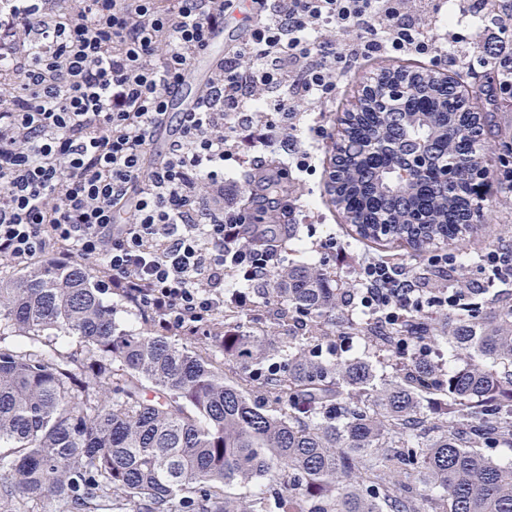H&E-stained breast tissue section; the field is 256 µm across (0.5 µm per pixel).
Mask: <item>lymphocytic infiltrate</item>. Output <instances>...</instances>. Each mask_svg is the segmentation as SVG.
<instances>
[{
    "mask_svg": "<svg viewBox=\"0 0 512 512\" xmlns=\"http://www.w3.org/2000/svg\"><path fill=\"white\" fill-rule=\"evenodd\" d=\"M237 10L239 42L195 109L171 117L172 87ZM439 12L435 0H0V261L94 259L164 336L211 335L228 304L251 315L284 265L271 225L304 215L275 199L258 216L237 206L244 189L225 183V162L259 171L267 190L292 169L313 175L328 126L296 118L335 98L338 77L363 61L512 72V12L485 24L484 52L470 59L455 27L432 33ZM163 130L174 138L157 154ZM266 153L281 154L280 169L264 172ZM321 247L353 264L377 331L404 333L399 360L429 357L421 323L447 308V288Z\"/></svg>",
    "mask_w": 512,
    "mask_h": 512,
    "instance_id": "1",
    "label": "lymphocytic infiltrate"
}]
</instances>
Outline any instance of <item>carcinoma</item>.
<instances>
[{
    "instance_id": "1",
    "label": "carcinoma",
    "mask_w": 512,
    "mask_h": 512,
    "mask_svg": "<svg viewBox=\"0 0 512 512\" xmlns=\"http://www.w3.org/2000/svg\"><path fill=\"white\" fill-rule=\"evenodd\" d=\"M348 115L328 187L362 240L420 255L471 233L473 185L503 165L474 137L484 114L448 81L387 68ZM377 141L384 148L369 152ZM296 328L224 341L226 373L188 335L175 343L115 318L82 264L47 257L0 279V501L55 512L120 502L143 512H512V306L474 293L427 339L471 362L438 376L407 361L392 379L364 360L318 355L333 333L369 327L336 311L334 275L308 265L273 277ZM75 340L79 352L49 340ZM440 401L429 416L425 402Z\"/></svg>"
}]
</instances>
